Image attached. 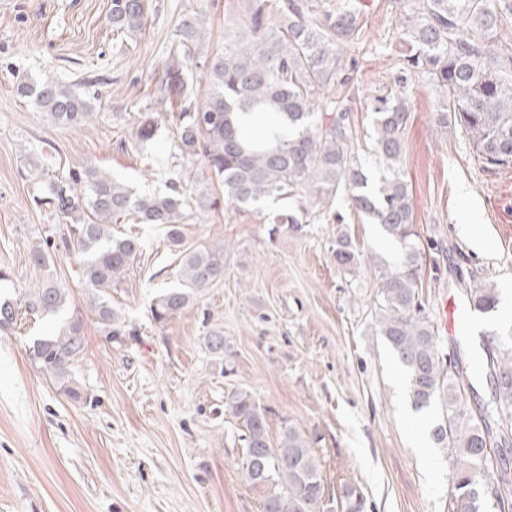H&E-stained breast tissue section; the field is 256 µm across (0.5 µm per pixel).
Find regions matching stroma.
<instances>
[{
    "instance_id": "35a3bbf8",
    "label": "stroma",
    "mask_w": 512,
    "mask_h": 512,
    "mask_svg": "<svg viewBox=\"0 0 512 512\" xmlns=\"http://www.w3.org/2000/svg\"><path fill=\"white\" fill-rule=\"evenodd\" d=\"M366 42L348 103L355 149L377 180L371 150L373 96L395 86L403 51L393 37L399 0H361ZM110 0H0V295L22 299L45 271L28 254L63 218L42 203L28 155L52 152L62 167L92 165L135 192L163 190L183 172L188 194L215 187L201 158L182 155L174 115L180 99L161 91L177 25L201 19L205 47H223L245 19L248 0H148L138 32L117 37ZM47 74L90 93L92 117L80 127L52 123L16 92V75ZM412 112L403 168L424 252L419 299L434 323L442 356L473 366L483 342L512 333V169L486 173L464 131L434 122L437 95L409 81ZM161 127L147 149L135 133L147 114ZM310 220L277 224L281 203L260 209L222 203L185 220L187 243L223 244L224 278L166 324L150 315L152 298L174 283L164 227L117 223L118 236L138 234L143 252L112 306L134 328L109 341L89 309L76 257L57 254L50 272L70 292L68 315L84 319L86 347L71 367L93 403L71 402L32 366L26 348L43 330L27 317L0 330V512H260L245 481L238 423L226 405L237 389L270 408L271 438L292 424L309 437L327 496L352 486L364 512H452L448 451H418L433 413L415 411L405 374L375 325L379 270L393 260L379 225L347 196H307ZM348 236L361 257L339 266L333 247ZM490 244L479 252L475 240ZM476 284L495 285L497 312L475 314L481 330L448 332L445 301L464 303ZM224 331L228 370L220 372L202 338L204 315Z\"/></svg>"
}]
</instances>
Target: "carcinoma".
I'll return each instance as SVG.
<instances>
[{"label": "carcinoma", "instance_id": "cac0c4a2", "mask_svg": "<svg viewBox=\"0 0 512 512\" xmlns=\"http://www.w3.org/2000/svg\"><path fill=\"white\" fill-rule=\"evenodd\" d=\"M360 15L361 3L354 0H338L335 8L323 11L314 9L313 0H249L244 27L224 39V48L205 53L208 91L192 100L186 98L187 62L202 49V32L198 19L184 18L163 77V90L182 97L175 115L180 150L202 157L225 200L239 207L300 200L307 189L327 201L346 193L357 211L381 227L396 255L379 265L376 326L405 370L414 409L440 410L430 435L450 454L453 510L490 512L493 504L512 508V463L501 453L512 431V348L500 343L486 353L485 366L497 376L496 412L505 421L496 438L493 415L485 409L476 414L467 410L469 376L441 355L434 326L419 301L422 252L402 164L411 114L403 88L408 80L421 78L437 94L439 128L465 131L486 172L512 168V39L506 36L512 0H403L396 28V40L405 44L398 89L374 97L372 103V152L382 164L372 185L355 155V131L346 105L357 61L346 58L345 49L364 37ZM108 18L118 35L140 30L146 0H110ZM17 92L60 126L74 128L92 116L89 96L54 76L20 79ZM250 112L265 117L260 136L238 120V114ZM157 123L145 116L137 141H151ZM44 191L69 224L57 243L47 239L33 245L30 263L48 271L55 252L81 254L80 276L89 307L111 340L132 335L112 308V289L142 248L136 234L112 235L117 220L165 227L169 247L177 252L175 286L160 292L150 305L156 323H167L224 279V245H188L180 229V221L195 210L212 208L217 198L190 203L178 178L168 179L162 192L137 196L108 173L82 164L46 179ZM308 215L301 205L282 210L273 223L301 224ZM334 254L343 268L360 264L346 236L336 240ZM467 300L474 310L490 313L499 304V292L476 284L467 289ZM68 304V292L48 276L21 305L0 298V328L16 326L22 314L57 319L53 333L28 344V356L68 399L85 404L90 395L70 374L85 348L83 325L65 317ZM203 344L215 364L224 367V331L208 329ZM227 406L241 426L244 477L260 494L261 512H320L325 483L306 434L289 424L272 443L270 410L246 390L233 391ZM340 508L362 512L361 494L346 488Z\"/></svg>", "mask_w": 512, "mask_h": 512}]
</instances>
